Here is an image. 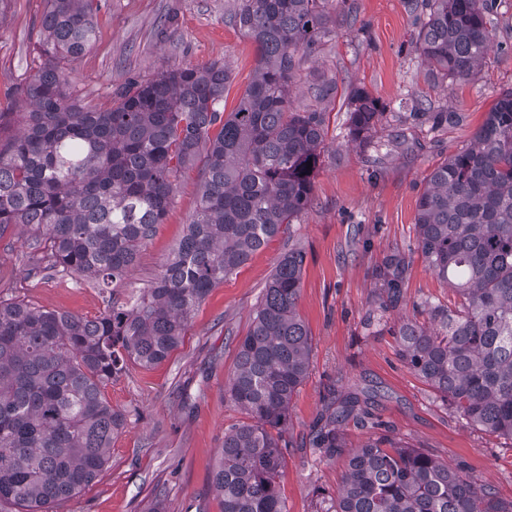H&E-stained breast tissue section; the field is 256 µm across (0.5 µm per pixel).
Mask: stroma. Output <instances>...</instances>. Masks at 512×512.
<instances>
[{
  "mask_svg": "<svg viewBox=\"0 0 512 512\" xmlns=\"http://www.w3.org/2000/svg\"><path fill=\"white\" fill-rule=\"evenodd\" d=\"M240 0H100L97 41L72 64V95L107 109L131 80L187 66L226 64L224 110L250 85L256 48L235 23ZM44 0L0 6V110L12 88L37 65L35 44ZM328 35L303 57L291 87L298 110L325 112L328 150L314 179L313 202L290 228L213 289L195 311L181 344L161 364H128L105 397L125 424L112 439L99 477L63 512H222L211 485L224 431L244 414L227 396L237 344L272 271L288 250L304 253L298 313L312 350L308 375L288 408L290 442L280 476L288 512H321L336 497L351 450L379 428L438 460L463 468L475 484L512 502V440L469 424L403 360L399 327H432L430 306L456 296L416 246L417 203L430 172L467 146L488 112L512 91V0L490 17L494 49L469 79L430 71L415 51L410 0H327ZM336 85V92L322 89ZM362 89L383 115L368 142L349 133V96ZM448 118L434 122L433 113ZM201 163L182 172L162 224L142 249L127 282L143 286L181 238L198 203ZM26 229L0 238V295L48 310L92 318L104 309L95 285L31 274ZM409 266L399 307L381 310L379 280L388 255ZM356 412L339 420L344 452L320 460L311 445L317 424L345 401Z\"/></svg>",
  "mask_w": 512,
  "mask_h": 512,
  "instance_id": "1",
  "label": "stroma"
}]
</instances>
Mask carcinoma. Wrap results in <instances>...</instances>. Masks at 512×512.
Returning <instances> with one entry per match:
<instances>
[{
  "label": "carcinoma",
  "instance_id": "cac0c4a2",
  "mask_svg": "<svg viewBox=\"0 0 512 512\" xmlns=\"http://www.w3.org/2000/svg\"><path fill=\"white\" fill-rule=\"evenodd\" d=\"M325 2L241 0L236 24L256 45V72L226 114L230 75L219 62L136 79L108 110L81 105L69 92V65L95 42L98 0H46L39 65L0 111V238L26 225L31 271L116 285L198 158L202 186L161 271L110 295L98 316L0 297V506L60 512L88 487L124 425L106 386L129 362L164 361L211 290L311 205L326 120L292 108L289 91L297 57L326 33ZM496 3L422 0L420 57L453 79L471 76L493 47L487 17ZM352 103L350 134L364 142L382 112L365 92H353ZM16 118L23 135L3 137ZM416 228L418 249L457 302L430 307L435 332L401 325L402 357L469 423L512 439V93L429 174ZM304 262L288 251L238 342L228 395L247 420L224 431L212 471L222 512H288L279 486L288 405L311 353L296 310ZM406 268L405 255L387 258L385 305L402 302ZM312 444L322 459L341 452L336 417L317 426ZM324 512H512V504L460 468L382 435L352 454Z\"/></svg>",
  "mask_w": 512,
  "mask_h": 512
}]
</instances>
